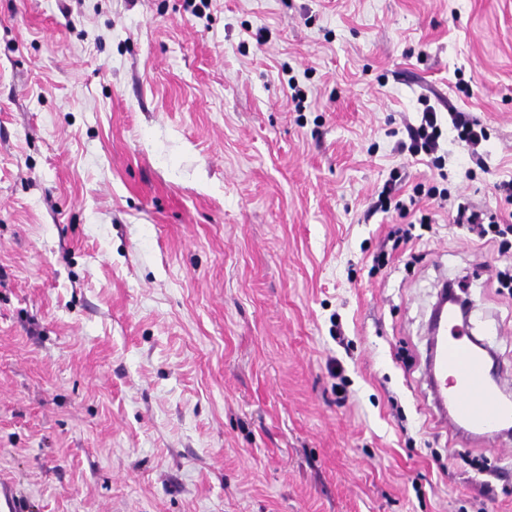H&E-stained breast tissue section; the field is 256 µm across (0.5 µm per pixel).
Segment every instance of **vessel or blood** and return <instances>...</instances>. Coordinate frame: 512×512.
Here are the masks:
<instances>
[{"label":"vessel or blood","mask_w":512,"mask_h":512,"mask_svg":"<svg viewBox=\"0 0 512 512\" xmlns=\"http://www.w3.org/2000/svg\"><path fill=\"white\" fill-rule=\"evenodd\" d=\"M489 350L471 339L447 308L431 323L426 372L440 420L460 440L512 432V383L488 370Z\"/></svg>","instance_id":"b4317fda"}]
</instances>
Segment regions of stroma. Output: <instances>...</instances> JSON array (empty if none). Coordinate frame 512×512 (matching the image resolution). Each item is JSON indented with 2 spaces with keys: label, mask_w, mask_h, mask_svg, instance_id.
<instances>
[{
  "label": "stroma",
  "mask_w": 512,
  "mask_h": 512,
  "mask_svg": "<svg viewBox=\"0 0 512 512\" xmlns=\"http://www.w3.org/2000/svg\"><path fill=\"white\" fill-rule=\"evenodd\" d=\"M428 104L436 155L397 152ZM510 179L512 0H0V483L23 512H512V441L457 440L425 373L447 282L512 378V237L439 198L505 218ZM451 122L458 136L473 144H478L483 138V130L477 127V122L470 119L466 112H449ZM449 214L450 223L468 224L470 230L476 233L479 240H483L490 233H493L494 237H503L512 232L511 224H497L500 222L496 221L497 217L493 215L489 217V222L485 225V214L480 210L474 209L468 203L459 202L456 207H450Z\"/></svg>",
  "instance_id": "obj_1"
}]
</instances>
